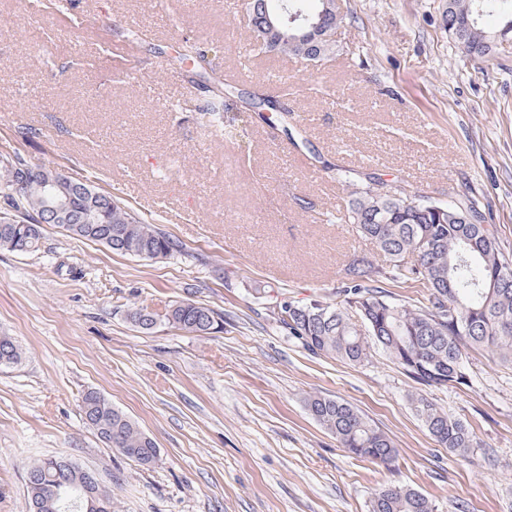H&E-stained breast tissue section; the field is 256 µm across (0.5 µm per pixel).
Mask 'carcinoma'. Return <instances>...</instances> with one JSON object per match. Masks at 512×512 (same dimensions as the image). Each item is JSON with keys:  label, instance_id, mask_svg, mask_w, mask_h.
I'll return each mask as SVG.
<instances>
[{"label": "carcinoma", "instance_id": "obj_1", "mask_svg": "<svg viewBox=\"0 0 512 512\" xmlns=\"http://www.w3.org/2000/svg\"><path fill=\"white\" fill-rule=\"evenodd\" d=\"M498 19L512 33V0H448V34L472 58L484 60L494 49L497 30L489 20ZM285 54L299 56L318 65L333 50L334 43L312 45L293 42L295 31L282 29ZM226 49L220 43L206 44L194 38L183 41L169 65H192L207 75L208 99L199 107L208 122L224 124V104L235 96L236 88L225 83L212 61ZM241 112L271 111L280 114L288 126L290 110L280 101L257 95H238ZM29 165L18 155L0 159V249L18 252L21 243L32 253L42 239L40 217L49 199L40 177L13 187L14 169ZM336 180L352 188L346 212L347 223L373 240L382 252L378 262L370 254H358L346 268L340 290L343 299L334 305L319 300L309 303L284 301L276 305L277 322L288 334L301 340L313 353L360 364L371 351H383L414 382L425 389L448 385L467 386L470 375L465 364L466 351L487 349L504 362L512 363V258L499 245L497 229L484 223L483 214L473 199L436 201L420 194L408 195L399 186L380 176L366 183L356 182L352 169H336ZM73 213L87 217L83 224H62L68 235L100 243L116 252L146 260H163L182 252V245L161 228L146 224L111 195L98 192L96 201L81 190L88 178H73ZM127 230L126 238H112V229ZM398 279L412 280L428 292V304L396 303L388 300L382 284ZM352 309L360 323L346 314ZM129 320L142 330L158 322L187 333L208 334L221 327V316L206 305L179 301L163 315L133 309ZM21 353L16 341L0 335V366L17 363ZM416 410L436 442L449 452L463 457L473 447V435L460 420L437 410L421 397L414 400ZM314 420L335 435L353 456L388 466L397 450L393 441L371 424L349 403L322 395L307 398ZM86 423L110 447L142 466L158 457L155 441L139 424L99 391L89 389L81 399ZM57 457L33 463L28 469L29 512H86L77 503L61 498L73 487L81 489L84 502L112 512V494L102 486L91 469L66 464ZM371 512H434L424 495L401 487H386L375 494Z\"/></svg>", "mask_w": 512, "mask_h": 512}]
</instances>
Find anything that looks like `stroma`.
Instances as JSON below:
<instances>
[{
	"label": "stroma",
	"mask_w": 512,
	"mask_h": 512,
	"mask_svg": "<svg viewBox=\"0 0 512 512\" xmlns=\"http://www.w3.org/2000/svg\"><path fill=\"white\" fill-rule=\"evenodd\" d=\"M337 2L335 50L313 66L257 48L226 0H0V157L87 176L184 248L138 259L47 224L38 252L0 249V334L21 349L0 366V512H29L28 463L61 455L97 471L112 512H370L388 486L436 512H512V364L470 351V385L427 395L473 431L462 459L381 350L360 364L315 354L274 319L283 300L336 302L352 256L377 252L342 219L341 167L439 201L472 196L512 253V39L474 60L446 30V0ZM33 27L46 47L26 43ZM228 30L217 70L249 69L245 94L288 88V125L239 115L235 99L220 132L181 111L205 84L169 58L185 37ZM182 300L221 314V329L128 319ZM90 388L156 442L155 464L85 423ZM311 392L350 403L396 460L353 458L309 414Z\"/></svg>",
	"instance_id": "obj_1"
}]
</instances>
